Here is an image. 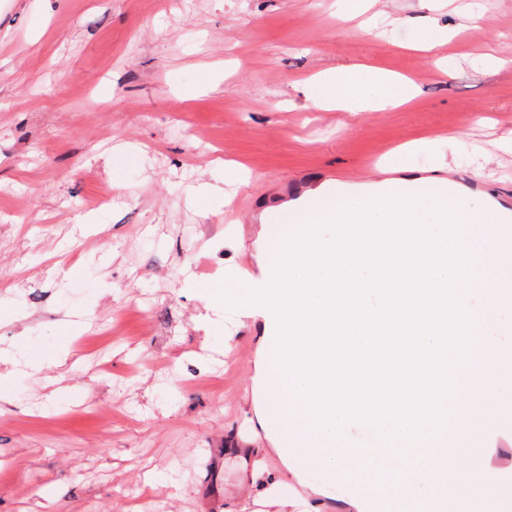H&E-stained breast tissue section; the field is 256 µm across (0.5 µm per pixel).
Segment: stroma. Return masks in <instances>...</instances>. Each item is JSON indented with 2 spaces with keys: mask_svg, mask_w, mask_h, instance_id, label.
<instances>
[{
  "mask_svg": "<svg viewBox=\"0 0 512 512\" xmlns=\"http://www.w3.org/2000/svg\"><path fill=\"white\" fill-rule=\"evenodd\" d=\"M468 2L422 28L420 0H0V349L39 364L19 383L0 359V512H350L360 462L331 481L250 426L264 322L199 287L259 274L263 216L299 184L441 177L512 208V0L464 24ZM488 53L503 67L477 71ZM358 64L416 99L302 94ZM222 159L255 176L229 208ZM257 457L276 498L250 495Z\"/></svg>",
  "mask_w": 512,
  "mask_h": 512,
  "instance_id": "1",
  "label": "stroma"
}]
</instances>
